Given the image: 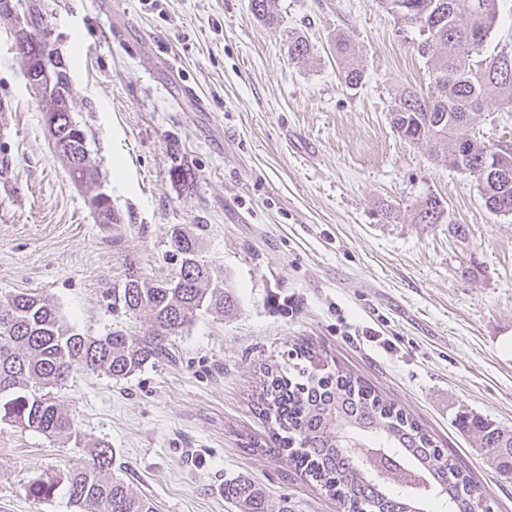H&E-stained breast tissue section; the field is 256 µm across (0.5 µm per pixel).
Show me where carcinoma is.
<instances>
[{"label":"carcinoma","mask_w":512,"mask_h":512,"mask_svg":"<svg viewBox=\"0 0 512 512\" xmlns=\"http://www.w3.org/2000/svg\"><path fill=\"white\" fill-rule=\"evenodd\" d=\"M385 7L404 23L418 29L417 53L428 66L430 91L422 94L405 87L390 113L399 136L427 144L446 155L448 167L462 170L481 188L485 205L495 214H512V175L492 180L484 175L488 157L505 155L512 167L511 141L495 149L466 133L488 94L512 105V51L478 58L480 47L497 20L498 0H383ZM254 16L271 26L278 22L271 0H251ZM307 39L288 40V57L303 61L311 56ZM336 53L343 61L340 75L356 86L364 69L352 53L349 39H336ZM54 149L69 163L72 180L88 185L99 182L95 165L87 161V133L70 113H57ZM467 152L457 166L454 153ZM442 200L429 195L415 213L418 224H439ZM167 253L179 270L167 280L147 278L134 260H125V281L120 300L125 311L150 313L151 325L139 336L115 330L104 336H83L73 331L56 307L43 296L17 292L0 298V422L22 431L31 430L49 438L75 440L80 432L63 412L50 390L63 384L71 371L80 368L121 380L141 370L148 362L167 357V340L182 333L202 311L224 312L234 306L224 279L203 259L202 239L197 233L173 227ZM298 362L291 367L266 368L259 399L274 417L273 438L278 452L311 477L325 493L349 512H423L414 498L413 474L434 486L419 500L445 495L448 507L470 504L477 488L469 472L449 462L443 450L433 445L428 432L395 404L372 392L349 373L318 369L317 354L310 346L294 349ZM479 432L476 446L486 450V464L512 475V431L483 421L472 422ZM360 431L393 456L414 462L398 487L362 467L341 440L342 430ZM112 446L94 444L84 463L66 475L69 500L78 512H155L152 501L133 491L112 474ZM60 479L50 477L30 487L35 497H50ZM224 495L235 500L243 512H267L263 492L247 479L224 484Z\"/></svg>","instance_id":"carcinoma-1"}]
</instances>
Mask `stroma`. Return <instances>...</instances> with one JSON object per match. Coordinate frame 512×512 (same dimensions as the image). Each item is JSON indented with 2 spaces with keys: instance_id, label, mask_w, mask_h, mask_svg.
Instances as JSON below:
<instances>
[{
  "instance_id": "35a3bbf8",
  "label": "stroma",
  "mask_w": 512,
  "mask_h": 512,
  "mask_svg": "<svg viewBox=\"0 0 512 512\" xmlns=\"http://www.w3.org/2000/svg\"><path fill=\"white\" fill-rule=\"evenodd\" d=\"M41 3L123 222L106 231L70 180L0 15V296L42 293L85 336L143 333L147 313H126L112 291L128 257L172 278L179 225L200 233L236 307L200 313L168 358L128 378L73 371L54 395L81 445L0 424V512H75L66 486L47 500L28 488L99 441L157 512H240L224 495L239 478L291 512H344L287 457L252 448L271 427L257 410L264 369L305 340L423 425L491 512H512V477L487 468L459 421L512 430V215L391 127L401 89L429 86L418 31L382 0H275L273 27L250 0ZM340 33L364 67L354 88L340 78ZM298 35L313 47L301 63L287 52ZM472 128L512 141V106L488 96ZM430 194L444 223H413Z\"/></svg>"
}]
</instances>
